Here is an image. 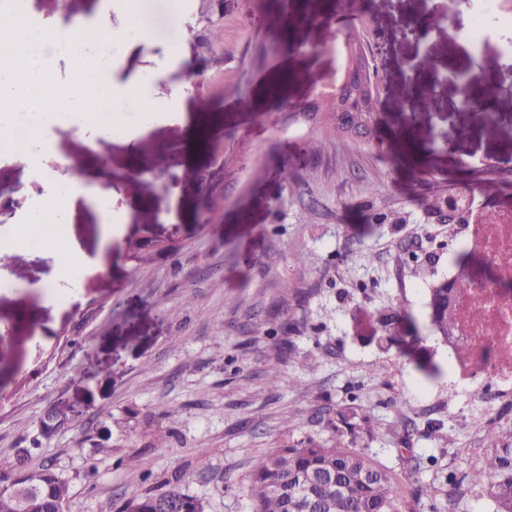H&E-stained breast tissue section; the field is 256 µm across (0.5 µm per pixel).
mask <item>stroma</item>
Masks as SVG:
<instances>
[{"instance_id":"stroma-1","label":"stroma","mask_w":512,"mask_h":512,"mask_svg":"<svg viewBox=\"0 0 512 512\" xmlns=\"http://www.w3.org/2000/svg\"><path fill=\"white\" fill-rule=\"evenodd\" d=\"M137 3L149 38L114 45L113 79L138 76L170 118L139 133L131 99L112 138L76 118L49 129L41 167L63 157L78 173L99 154L126 216L105 244L95 211L76 206L65 231L98 263L57 282L50 303L39 290L50 260L26 248L0 257V322L14 326L0 343V474L51 467L70 484L65 512H116L176 477L207 512H253L254 460L329 441L344 415L369 425L355 445L394 471L410 512H493L464 480L485 455L471 417L512 425V381L497 385V409L481 410L427 301L450 264L469 262L448 237L445 197L512 209V183L475 180L483 159L512 170V119L483 124L458 84L430 87L409 65L426 53L465 68L476 56L485 85L512 87V22L493 21L476 52L461 29L406 34L430 0H341L308 48L275 54L279 14L264 0H224L208 44L195 0ZM349 37L369 64L374 145L326 140L322 118L307 116L324 107L342 69L335 45ZM275 85L298 113L269 100ZM448 130L462 133L451 152L435 142ZM227 160L215 203L193 172ZM163 167L176 180L166 192L149 184ZM0 174L27 201L53 190L5 151ZM136 242L145 263L132 257ZM383 319L415 337L409 353L381 349ZM451 473L454 502L424 493Z\"/></svg>"}]
</instances>
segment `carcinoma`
Returning a JSON list of instances; mask_svg holds the SVG:
<instances>
[{"label": "carcinoma", "mask_w": 512, "mask_h": 512, "mask_svg": "<svg viewBox=\"0 0 512 512\" xmlns=\"http://www.w3.org/2000/svg\"><path fill=\"white\" fill-rule=\"evenodd\" d=\"M345 45L344 72L351 81L336 87V100L327 108L336 120L326 122L324 131L330 138L367 140L374 122L371 83L356 41L348 38ZM472 421L485 432L486 456L467 474L469 483L489 494L494 512H512V441L505 439L509 428L489 426L479 415ZM249 489L254 512H405L393 472L362 449L344 445L339 435L328 443L308 440L271 450L252 467ZM158 499L189 507L195 501L176 479L159 494L127 499L118 512H154Z\"/></svg>", "instance_id": "carcinoma-1"}]
</instances>
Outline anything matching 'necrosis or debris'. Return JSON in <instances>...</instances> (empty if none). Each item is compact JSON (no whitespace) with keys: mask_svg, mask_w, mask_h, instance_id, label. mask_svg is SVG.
I'll use <instances>...</instances> for the list:
<instances>
[{"mask_svg":"<svg viewBox=\"0 0 512 512\" xmlns=\"http://www.w3.org/2000/svg\"><path fill=\"white\" fill-rule=\"evenodd\" d=\"M465 241L473 262L492 257V277L474 274L452 282L457 332L454 359L485 376L476 391L492 403L489 385L512 379V210L489 212L471 224Z\"/></svg>","mask_w":512,"mask_h":512,"instance_id":"1","label":"necrosis or debris"}]
</instances>
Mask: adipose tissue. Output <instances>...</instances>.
Returning <instances> with one entry per match:
<instances>
[{
    "mask_svg": "<svg viewBox=\"0 0 512 512\" xmlns=\"http://www.w3.org/2000/svg\"><path fill=\"white\" fill-rule=\"evenodd\" d=\"M57 180L58 189L29 211L24 225H10L8 234L0 236V248L9 249L19 233L23 232L33 237L39 233L43 225L61 223L65 211L79 198L100 202L99 217L102 230L104 235H111L110 202L115 194L114 189L106 187L102 181L71 171L59 173ZM35 253L52 261V269L44 281V286L48 289L53 288L57 280L68 276L72 271L96 263L95 257L88 255L78 240L66 234L61 235L57 245L36 248Z\"/></svg>",
    "mask_w": 512,
    "mask_h": 512,
    "instance_id": "adipose-tissue-1",
    "label": "adipose tissue"
}]
</instances>
